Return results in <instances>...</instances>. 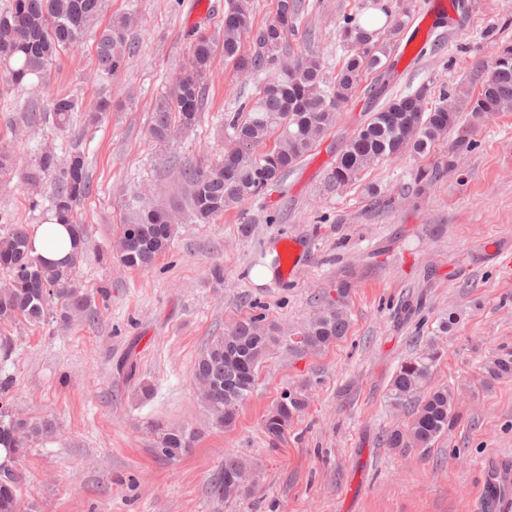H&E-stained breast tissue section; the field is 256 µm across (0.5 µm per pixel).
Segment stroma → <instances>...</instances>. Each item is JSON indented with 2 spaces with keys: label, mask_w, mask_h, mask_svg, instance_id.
Masks as SVG:
<instances>
[{
  "label": "stroma",
  "mask_w": 512,
  "mask_h": 512,
  "mask_svg": "<svg viewBox=\"0 0 512 512\" xmlns=\"http://www.w3.org/2000/svg\"><path fill=\"white\" fill-rule=\"evenodd\" d=\"M211 2L106 0L97 28L115 14L137 17L121 72L96 77L89 41L82 54H59L29 89L0 81V145L14 159L0 175V222H45L55 176H44L37 203L24 179L42 151L64 160L82 154L90 180L76 209L87 240L75 280L93 298V315L68 324L49 315L37 323L0 321V378L12 383L11 410L55 424L22 459L24 512H489L487 463L512 469V379L488 383L480 370L489 355L512 352V112L461 113L456 128L425 153L379 161L337 190L329 175L367 119L378 78L365 74L335 126L282 184L210 224L180 215L170 248L149 269L127 268L113 254L129 200L168 209L182 203L171 158H222L225 113L255 100L264 84L216 54L199 124L167 146L152 142L153 107L188 57L194 12L205 11L201 27L211 34L224 20ZM433 2L390 0L406 20L389 42L404 52L387 76L390 88L477 94L484 78L477 62H491L512 44V0H467L466 11L432 28L422 19ZM305 3L288 44L317 54L334 77L347 54L339 26L348 17L362 21L377 6ZM65 93L77 97L79 110L61 130L51 109ZM101 96L111 97L112 110L88 124ZM33 106L41 113L34 124L27 119ZM438 163L444 169L435 184L414 195L418 170ZM289 246L302 262L291 277L276 263ZM218 262L220 283L210 275ZM266 265L274 266V278L256 284L250 271ZM346 275V336L303 357L272 347L234 426L213 428L193 373L205 345L250 316L284 331L301 325ZM431 338L441 351L432 383L455 390L458 420L428 450H389L382 435L411 420L410 409L390 406L389 382ZM299 386L307 409L284 438L270 440L267 412ZM154 422L195 431L192 450L159 459ZM228 453L256 473L251 491L224 500L212 481Z\"/></svg>",
  "instance_id": "obj_1"
}]
</instances>
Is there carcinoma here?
I'll return each instance as SVG.
<instances>
[{"label":"carcinoma","mask_w":512,"mask_h":512,"mask_svg":"<svg viewBox=\"0 0 512 512\" xmlns=\"http://www.w3.org/2000/svg\"><path fill=\"white\" fill-rule=\"evenodd\" d=\"M103 0H11L0 11V67L4 80L15 89L29 87L31 77L47 75L53 60L62 52L75 54L84 44L87 29L102 11ZM303 0H276L273 18L255 25L249 0H224L221 34L213 36L194 30L185 67L172 91L160 96L154 106L149 134L152 141L166 145L175 128L198 124L206 107V77L216 51L236 71L258 77L274 72L262 95L237 112L224 114V127L231 141L224 158L217 162L186 161L178 166L186 185L188 211L196 224H210L224 210L260 196L285 179L320 139L336 124V112L357 93L364 74L398 64L383 65L388 57L381 30H369L351 20L339 28V38L348 48L347 58L333 79L324 73L319 56L306 52L291 56L287 42L300 24ZM135 25L131 14L112 16L95 35L97 70L111 76L126 65L131 53L128 35ZM377 102L370 118L340 152L330 176L332 186L343 187L377 160L407 151L422 153L454 128L460 107L457 99L443 94L431 104L425 86L414 92L393 96L389 85L380 82L374 89ZM512 110V45H503L488 68L482 90L469 101V111L477 116ZM78 100L63 94L53 103L55 125L66 128ZM274 138V147L258 154L256 149ZM56 173L49 196V211L58 223L70 226L75 237L74 251L61 263H49L32 254L25 224L0 225V269L11 276L0 290V320L38 321L54 313L65 321L75 311L93 312L92 298L74 286V272L82 257L84 226L78 223L76 208L90 192L85 158L73 154L65 166L51 151L38 155L25 176L33 195H38L42 176ZM440 174L435 167L418 171L415 193L420 195ZM133 218L123 225L117 250L119 261L130 268L146 269L165 252L174 237L177 216L172 211L148 206L139 200L130 203ZM351 285L336 284L335 296L321 299L320 311L304 327L288 338V351L296 355L320 352L345 336L348 322L344 313ZM274 329L259 317L235 323L213 339L200 354L194 368L200 397L212 425L230 429L240 405L253 392L257 370L272 344L278 341ZM440 353L429 346L418 356L400 365L389 388L391 402L412 408L407 429H395L382 436L387 448L427 450L456 419L452 390L438 387L427 393ZM485 373L493 380L512 377V355L488 360ZM307 407L304 388L290 389L265 416L264 432L272 440L284 436L294 417ZM52 423L28 422L0 405V445L6 456L0 462V512H20L18 492L23 473L17 467L22 449L36 437L50 432ZM157 457L171 460L187 454L195 435L189 431L155 426ZM250 474L241 460L224 457V466L213 482L217 495L230 498L246 491Z\"/></svg>","instance_id":"carcinoma-1"}]
</instances>
